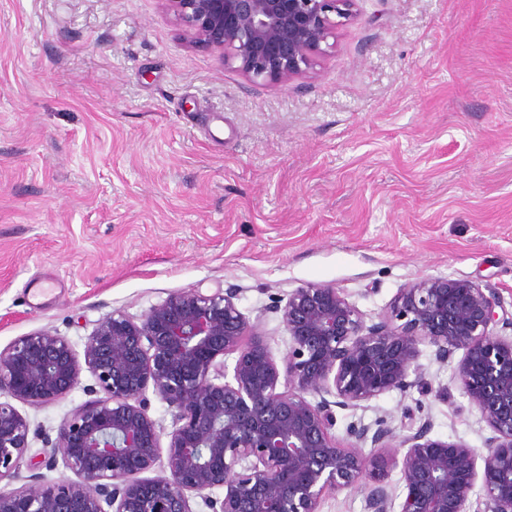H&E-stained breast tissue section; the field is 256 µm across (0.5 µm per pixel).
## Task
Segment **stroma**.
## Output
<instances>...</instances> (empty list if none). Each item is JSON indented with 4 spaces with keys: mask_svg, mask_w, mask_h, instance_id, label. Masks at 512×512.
<instances>
[{
    "mask_svg": "<svg viewBox=\"0 0 512 512\" xmlns=\"http://www.w3.org/2000/svg\"><path fill=\"white\" fill-rule=\"evenodd\" d=\"M491 289L512 315V0H358L311 78L256 85L186 46L158 0H0V350L41 331L83 353L107 315L233 289L276 360L279 306L332 283L377 321L426 277ZM424 384L351 422L474 448L489 435L422 346ZM18 403L10 489L74 480L57 446L101 398Z\"/></svg>",
    "mask_w": 512,
    "mask_h": 512,
    "instance_id": "stroma-1",
    "label": "stroma"
}]
</instances>
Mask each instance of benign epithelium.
Masks as SVG:
<instances>
[{
    "mask_svg": "<svg viewBox=\"0 0 512 512\" xmlns=\"http://www.w3.org/2000/svg\"><path fill=\"white\" fill-rule=\"evenodd\" d=\"M159 2L188 46L216 52L251 83L287 85L328 56L358 0ZM236 299L230 289L192 288L139 319L114 311L102 320L83 356L104 397L77 407L58 434L78 480L0 490V512H193L192 494L211 512H319L326 491L353 487L367 512H469L477 486L484 512H512V335L495 332L512 320L499 317L491 290L427 277L399 288L369 325L345 289L296 288L279 308L288 333L281 366ZM422 345L439 363L462 351L455 380L490 431L484 447L433 439L428 421L401 425L400 437L353 422V442H339L332 407L355 411L420 383ZM78 374L69 342L49 332L0 351V393L22 403L66 396ZM150 387L172 412L165 447L148 414ZM29 432L0 401V481L16 477ZM162 462L169 475L139 477ZM387 468L400 469L402 494ZM215 488L222 499L210 497Z\"/></svg>",
    "mask_w": 512,
    "mask_h": 512,
    "instance_id": "7a95c632",
    "label": "benign epithelium"
}]
</instances>
